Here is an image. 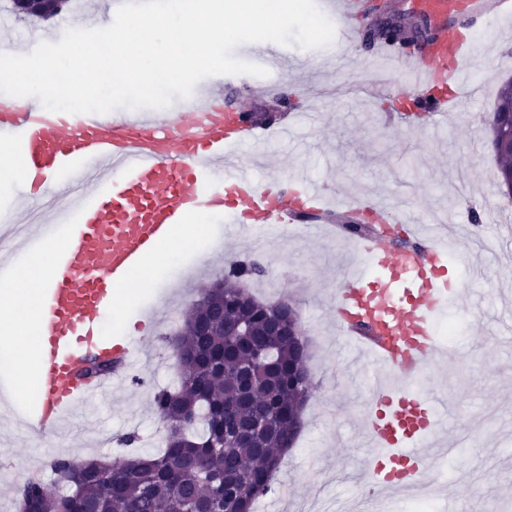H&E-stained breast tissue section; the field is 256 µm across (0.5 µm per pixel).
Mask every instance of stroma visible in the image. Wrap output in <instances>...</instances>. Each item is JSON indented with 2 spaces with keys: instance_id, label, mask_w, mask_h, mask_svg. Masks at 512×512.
I'll return each instance as SVG.
<instances>
[{
  "instance_id": "stroma-1",
  "label": "stroma",
  "mask_w": 512,
  "mask_h": 512,
  "mask_svg": "<svg viewBox=\"0 0 512 512\" xmlns=\"http://www.w3.org/2000/svg\"><path fill=\"white\" fill-rule=\"evenodd\" d=\"M4 6L0 0V41L26 54L40 41H59L77 15L72 9L45 22L26 21ZM376 23V16L365 17L358 43L343 51L332 45L281 47V66L261 79L268 94L250 103L275 104L292 95L309 119L288 140L269 139L260 180L283 174L305 178L372 198L395 213L416 210L425 220L451 212L463 219L474 208L498 217L472 226L474 236L494 254L512 253V236L505 230L512 225V206L504 204L487 141L498 90L512 78V17L476 38L469 61L475 93L441 132L380 111L379 96H391L403 81L386 61L368 56L367 37ZM325 57L332 60L326 67L320 64ZM259 246L254 252L248 240L225 238L223 225L211 221L198 249L168 257L164 277L147 288L128 314L127 335L146 330L153 336L147 357L131 369L143 385L125 400L103 401L96 414L98 429L111 435L109 443L94 444L83 408L54 443H32L19 413L9 426L0 427V512H18L11 477L41 468L51 457L68 454L77 461L102 458L119 465L131 454L119 437L132 431L140 435L142 451L154 450L151 436L162 423L152 409L153 394L178 380L164 318H183L202 289L249 254L268 271L264 281H249V290L270 303L294 301L299 309L314 385L302 432L257 512H302L317 497L330 512L337 502H360L366 489L355 473L368 451L355 440V421L367 404L371 371L364 363L350 365L333 312L336 267L352 241H332L292 224L283 233L261 235ZM453 275L470 290L446 314L459 324L450 341L459 361L433 374L428 384L448 400V437L457 449L434 462L432 474L447 488L446 512L478 507L512 512V312L503 308L504 296L512 292V261L493 264L480 279L471 278L469 265L457 263ZM149 310L161 313V321H146Z\"/></svg>"
}]
</instances>
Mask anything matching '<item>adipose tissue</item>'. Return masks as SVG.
Instances as JSON below:
<instances>
[{
    "label": "adipose tissue",
    "instance_id": "ef3b65f1",
    "mask_svg": "<svg viewBox=\"0 0 512 512\" xmlns=\"http://www.w3.org/2000/svg\"><path fill=\"white\" fill-rule=\"evenodd\" d=\"M202 236L203 227L196 223L175 229L172 238L148 260L144 269L119 290L113 309L117 323H125L128 311L137 305L145 288L163 275L166 257L199 243ZM53 252L50 244L28 250L0 279V368L14 372L16 394L20 397L34 387L41 290L52 272Z\"/></svg>",
    "mask_w": 512,
    "mask_h": 512
}]
</instances>
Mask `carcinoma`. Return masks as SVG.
I'll return each mask as SVG.
<instances>
[{
  "label": "carcinoma",
  "mask_w": 512,
  "mask_h": 512,
  "mask_svg": "<svg viewBox=\"0 0 512 512\" xmlns=\"http://www.w3.org/2000/svg\"><path fill=\"white\" fill-rule=\"evenodd\" d=\"M407 27L397 24L377 35L393 46L405 41ZM512 109V80L498 94L495 111ZM501 183L512 174V146L495 151ZM264 274L259 264L235 262L224 270L223 290L208 292L207 307H191L176 329L192 352L176 361L180 374L175 391L160 390L153 398L155 413L167 425L180 422L189 411L200 421L183 433L167 435L158 454L140 455L121 466L91 458L77 462L57 456L51 471L64 486L50 493L32 477L16 485L19 503H38L40 512H239L271 491L285 441L297 438L299 393L311 382L293 377L296 355L288 336L266 334V321L275 308L237 288L244 279ZM243 325L246 336H229L216 320ZM240 421L265 422L258 445L224 441V427L211 420L221 410Z\"/></svg>",
  "instance_id": "cac0c4a2"
}]
</instances>
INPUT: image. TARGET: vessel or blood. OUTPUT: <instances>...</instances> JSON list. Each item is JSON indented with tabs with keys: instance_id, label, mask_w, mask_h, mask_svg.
<instances>
[{
	"instance_id": "b4317fda",
	"label": "vessel or blood",
	"mask_w": 512,
	"mask_h": 512,
	"mask_svg": "<svg viewBox=\"0 0 512 512\" xmlns=\"http://www.w3.org/2000/svg\"><path fill=\"white\" fill-rule=\"evenodd\" d=\"M410 14L438 25L437 38L424 54L402 55L374 40L370 55L387 58L415 72L404 93L425 127L445 123L456 100L439 91L447 80L460 93H472L470 71L461 61L470 44L463 28L477 19L494 24L512 15V0H406ZM303 119L259 125L240 106L226 102L224 89L195 93L191 108L176 105L165 116L153 112L82 114L50 112L28 101L0 104V140H9L25 175L15 191L23 200L46 193L47 182L64 189L39 223L0 227V244L61 238L54 272L43 290L36 377L39 400L25 421L38 439L56 435L78 405L104 397L116 387L137 390L129 374L148 349L147 336L118 341L104 334L118 288L144 267L177 225L200 211L214 212L226 235L278 228L318 216L316 232L332 229L330 210L345 215L387 212L358 198L339 197L329 206L325 187L304 186L280 177L263 183L254 175L248 151L266 135L291 137ZM84 188L71 192V179ZM462 227L418 224L410 247L398 249L381 233L355 242L336 290V326L353 352L373 367L370 398L361 416L369 450L364 477L372 494L367 512H386L396 495L429 488L428 472L445 457L447 400L432 398L425 386L454 353L440 341L436 324L464 296L448 276L451 248ZM107 360L110 371L90 373Z\"/></svg>"
}]
</instances>
